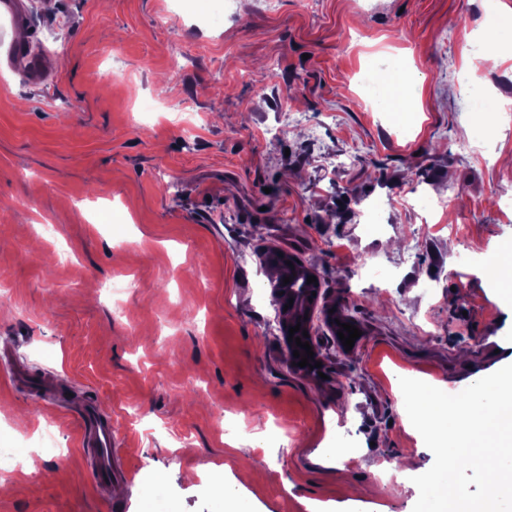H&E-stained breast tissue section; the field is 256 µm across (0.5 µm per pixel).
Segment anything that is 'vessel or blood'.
I'll return each mask as SVG.
<instances>
[{"instance_id":"1","label":"vessel or blood","mask_w":512,"mask_h":512,"mask_svg":"<svg viewBox=\"0 0 512 512\" xmlns=\"http://www.w3.org/2000/svg\"><path fill=\"white\" fill-rule=\"evenodd\" d=\"M10 56L25 58L27 81L34 86L45 84L49 79L42 59L31 52L26 41L13 40ZM0 368L7 370L14 388L38 397L46 405L56 409H73L79 420L80 444L87 448L86 463L98 488L105 489L112 482L125 478L126 472L119 465L122 442L111 417L105 415L97 402L74 401L59 383L54 371L35 373L26 368L17 354L0 356Z\"/></svg>"}]
</instances>
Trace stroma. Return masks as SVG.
I'll return each instance as SVG.
<instances>
[{
	"label": "stroma",
	"instance_id": "35a3bbf8",
	"mask_svg": "<svg viewBox=\"0 0 512 512\" xmlns=\"http://www.w3.org/2000/svg\"><path fill=\"white\" fill-rule=\"evenodd\" d=\"M497 4L221 0L214 23L186 0H23L19 34L0 14V43L53 76L0 61V338L99 401L127 472L97 489L74 414L0 374V448L48 426L58 449L0 512H150L155 478L175 512H220L216 484L246 512H413L415 484L382 471L434 462L400 378L456 394L512 356V296L484 275L512 240V111L470 102H512V58L474 51ZM394 58L388 112L359 78ZM272 248L324 276L320 372L286 360ZM11 58L24 57L27 60L26 80L33 86L45 84L49 79V72L45 69L42 59L31 52L26 41L16 38L9 46Z\"/></svg>",
	"mask_w": 512,
	"mask_h": 512
}]
</instances>
